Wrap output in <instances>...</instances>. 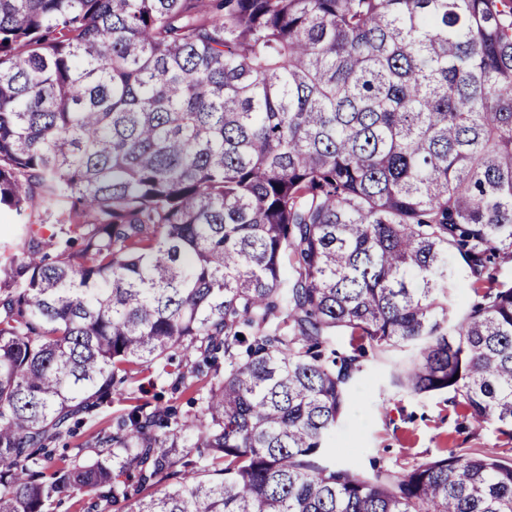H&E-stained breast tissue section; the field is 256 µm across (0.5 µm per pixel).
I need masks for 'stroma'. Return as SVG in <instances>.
<instances>
[{"label":"stroma","instance_id":"obj_1","mask_svg":"<svg viewBox=\"0 0 512 512\" xmlns=\"http://www.w3.org/2000/svg\"><path fill=\"white\" fill-rule=\"evenodd\" d=\"M410 351L368 350L361 370L351 384L350 409L330 440L324 460L329 464H356L365 474L383 468L395 472L449 453H489L512 461V436L496 425L471 423L466 410L452 403L449 393L417 396L396 388L392 374L406 364ZM124 400L114 399L110 408L86 423L79 433L59 443L67 455L82 452L84 459L97 456L87 447L92 435L112 431Z\"/></svg>","mask_w":512,"mask_h":512}]
</instances>
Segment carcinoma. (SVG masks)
<instances>
[{"mask_svg": "<svg viewBox=\"0 0 512 512\" xmlns=\"http://www.w3.org/2000/svg\"><path fill=\"white\" fill-rule=\"evenodd\" d=\"M2 211L0 512H512V462L323 461L367 345L512 435V0H0ZM157 364L192 415L55 457ZM457 273L455 276V283L448 285V308L449 312L456 316L461 317L463 313L470 307V304L477 300L478 297L470 288H459L462 281H466V274L462 268L461 262L455 259Z\"/></svg>", "mask_w": 512, "mask_h": 512, "instance_id": "obj_1", "label": "carcinoma"}]
</instances>
